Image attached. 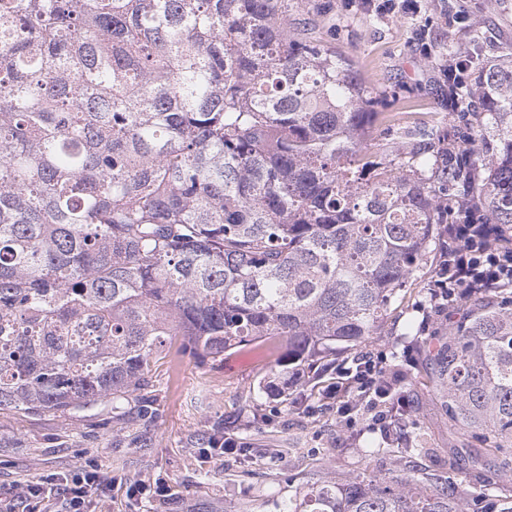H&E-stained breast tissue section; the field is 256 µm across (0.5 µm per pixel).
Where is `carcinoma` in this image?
I'll return each instance as SVG.
<instances>
[{
    "label": "carcinoma",
    "mask_w": 512,
    "mask_h": 512,
    "mask_svg": "<svg viewBox=\"0 0 512 512\" xmlns=\"http://www.w3.org/2000/svg\"><path fill=\"white\" fill-rule=\"evenodd\" d=\"M303 0H0V410L154 414L140 392L177 339L244 343L280 373L380 335L399 291L488 224L512 260V52L454 70L448 124L395 134ZM420 373L448 434L395 476H330L276 512H512V279L448 302ZM399 424L364 447L409 442ZM486 224H462L456 227H451L449 229V234L451 236L459 237L460 240H464L465 248L468 249V242L470 239L478 237L479 239H485L481 243L482 251L487 253L491 250V245L489 240L486 237Z\"/></svg>",
    "instance_id": "carcinoma-1"
}]
</instances>
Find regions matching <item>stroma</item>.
I'll return each instance as SVG.
<instances>
[{
    "label": "stroma",
    "instance_id": "35a3bbf8",
    "mask_svg": "<svg viewBox=\"0 0 512 512\" xmlns=\"http://www.w3.org/2000/svg\"><path fill=\"white\" fill-rule=\"evenodd\" d=\"M316 2L321 12L310 17L316 36L353 60L365 82L381 92L377 111L397 119L408 112L448 114L447 97L437 93L443 47L476 39L487 57L512 48V0H460L465 22L434 24L428 55L415 31L445 0H420V13L402 17L368 13L362 0ZM429 286L426 280L408 284L384 333L372 337L365 352H386L389 364L417 371L421 341L406 335L405 324ZM278 356L265 342L234 348L220 362L173 347L153 369L149 396L156 416L121 430L108 406L75 414L0 411V512H28L22 492L29 483L59 482L86 470L111 482L93 493V512H275L276 501L330 474L397 473L399 447L365 456L359 442L337 428L335 412L317 409L306 385L295 386L300 407L293 411L275 394H257L258 380L275 369ZM258 402L261 419L253 409ZM409 430L432 449L435 461L447 459L448 421L431 388L417 386ZM207 433L234 435L244 449L203 459L198 440ZM261 448L268 456H258ZM159 480L171 491L167 502L149 493L129 497L131 485Z\"/></svg>",
    "mask_w": 512,
    "mask_h": 512
}]
</instances>
